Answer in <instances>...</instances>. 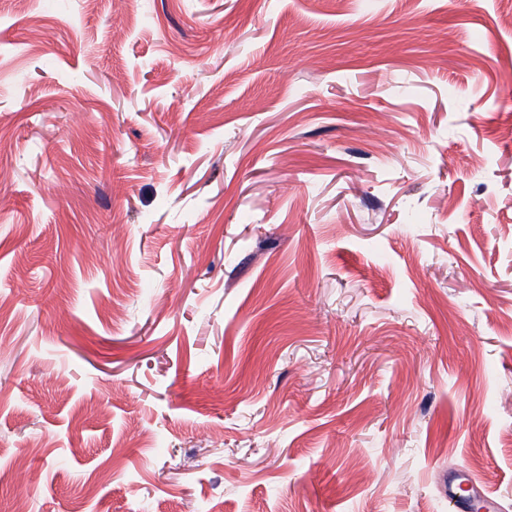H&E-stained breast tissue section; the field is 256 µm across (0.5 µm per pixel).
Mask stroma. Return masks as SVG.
Returning a JSON list of instances; mask_svg holds the SVG:
<instances>
[{
	"mask_svg": "<svg viewBox=\"0 0 512 512\" xmlns=\"http://www.w3.org/2000/svg\"><path fill=\"white\" fill-rule=\"evenodd\" d=\"M124 12L0 0V512H512V0ZM469 494L463 495L461 483L454 474L448 475V485H445V496L448 498V512H474V511H495L499 509V503L495 496L472 477L465 480Z\"/></svg>",
	"mask_w": 512,
	"mask_h": 512,
	"instance_id": "stroma-1",
	"label": "stroma"
}]
</instances>
